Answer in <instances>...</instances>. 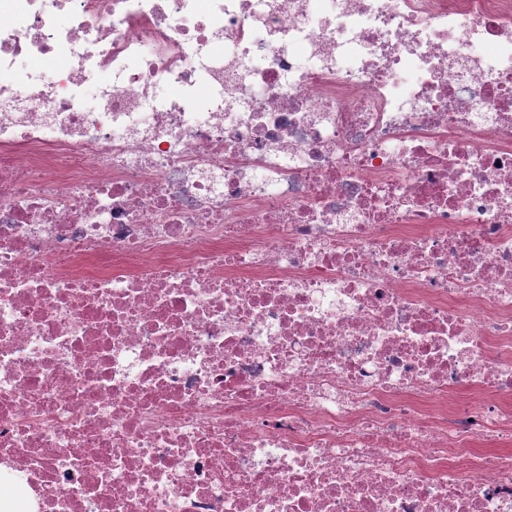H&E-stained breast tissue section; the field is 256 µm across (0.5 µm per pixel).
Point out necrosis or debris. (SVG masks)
<instances>
[{"instance_id":"1","label":"necrosis or debris","mask_w":512,"mask_h":512,"mask_svg":"<svg viewBox=\"0 0 512 512\" xmlns=\"http://www.w3.org/2000/svg\"><path fill=\"white\" fill-rule=\"evenodd\" d=\"M15 493L512 512V0H0Z\"/></svg>"}]
</instances>
